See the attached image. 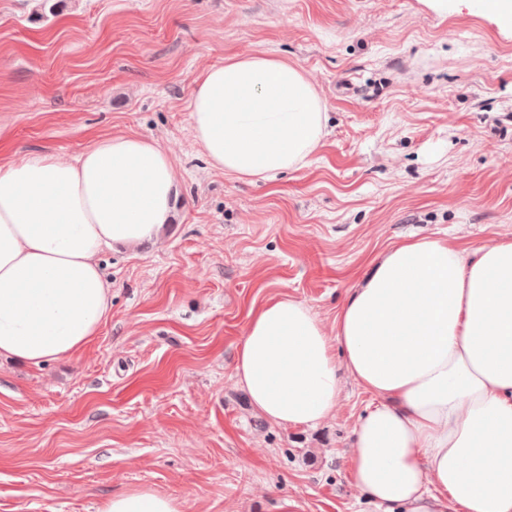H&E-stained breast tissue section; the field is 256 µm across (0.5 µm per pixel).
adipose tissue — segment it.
<instances>
[{
  "label": "adipose tissue",
  "mask_w": 512,
  "mask_h": 512,
  "mask_svg": "<svg viewBox=\"0 0 512 512\" xmlns=\"http://www.w3.org/2000/svg\"><path fill=\"white\" fill-rule=\"evenodd\" d=\"M189 109L209 164L244 182L309 165L328 121L305 70L265 51L205 68ZM175 186L167 151L134 135L1 166L0 357L37 367L78 354L110 307L101 252L157 235ZM347 376L374 398L347 453L380 512H512V240L396 244L330 331L288 295L250 311L233 377L269 423L333 418ZM101 512L183 504L135 488Z\"/></svg>",
  "instance_id": "1"
}]
</instances>
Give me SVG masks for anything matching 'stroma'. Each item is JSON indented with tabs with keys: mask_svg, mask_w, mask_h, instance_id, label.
<instances>
[{
	"mask_svg": "<svg viewBox=\"0 0 512 512\" xmlns=\"http://www.w3.org/2000/svg\"><path fill=\"white\" fill-rule=\"evenodd\" d=\"M301 65L328 112L311 164L212 169L188 110L224 56ZM135 134L175 167L173 219L104 249L111 308L77 355L0 360V512H100L146 487L184 512H374L345 454L370 402L281 427L232 377L276 295L332 324L372 259L420 237L512 239V32L424 0H0V164Z\"/></svg>",
	"mask_w": 512,
	"mask_h": 512,
	"instance_id": "obj_1",
	"label": "stroma"
}]
</instances>
